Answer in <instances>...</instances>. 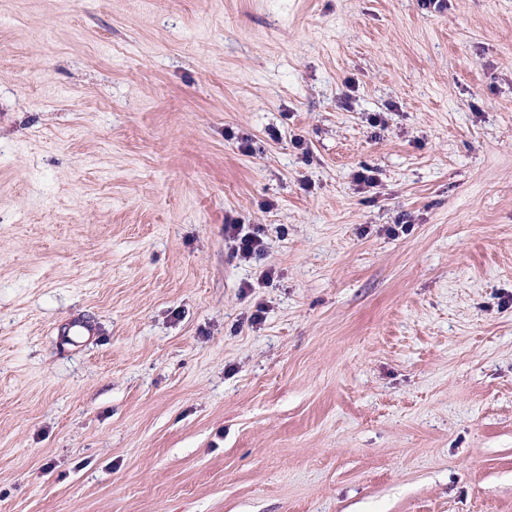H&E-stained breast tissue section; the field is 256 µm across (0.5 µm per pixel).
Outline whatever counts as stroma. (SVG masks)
<instances>
[{
	"label": "stroma",
	"mask_w": 512,
	"mask_h": 512,
	"mask_svg": "<svg viewBox=\"0 0 512 512\" xmlns=\"http://www.w3.org/2000/svg\"><path fill=\"white\" fill-rule=\"evenodd\" d=\"M0 16V512H512V0ZM224 237L233 243L236 256L247 260L262 251L263 240L256 232H244V224L230 219L224 225Z\"/></svg>",
	"instance_id": "obj_1"
}]
</instances>
